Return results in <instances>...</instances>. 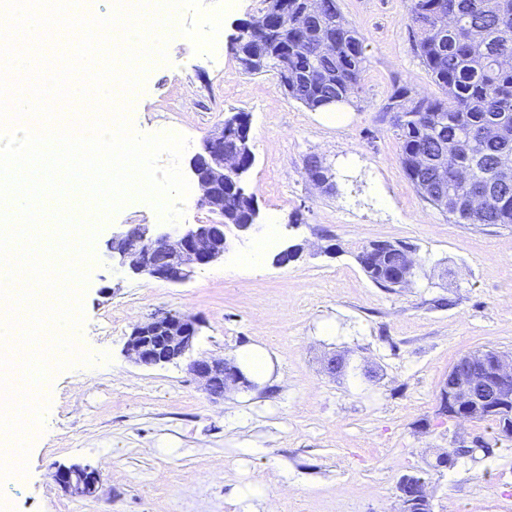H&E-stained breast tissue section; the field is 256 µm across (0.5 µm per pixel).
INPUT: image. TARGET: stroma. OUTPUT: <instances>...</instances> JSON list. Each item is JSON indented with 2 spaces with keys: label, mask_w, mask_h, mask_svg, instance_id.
I'll use <instances>...</instances> for the list:
<instances>
[{
  "label": "stroma",
  "mask_w": 512,
  "mask_h": 512,
  "mask_svg": "<svg viewBox=\"0 0 512 512\" xmlns=\"http://www.w3.org/2000/svg\"><path fill=\"white\" fill-rule=\"evenodd\" d=\"M262 0H202L221 11L213 52L191 40L152 60L143 85L115 99L134 130L178 133L190 158L230 112L250 116L254 164L245 188L259 221L276 228V249L300 246L285 266L238 264L252 242H231L223 260L168 283L125 274L106 252L126 224H155L146 202L105 220L82 296V348L92 365L53 373L49 407L28 472L0 484L8 512H245L240 489L264 487L258 512H399L397 483L425 478L432 512H512V440L493 422L451 418L439 393L462 355L512 354V224H457L406 177L398 139L382 111L394 83L434 97L409 27L410 0H338L365 38L361 92L343 125L287 96L274 73L245 74L232 51L240 23ZM335 174L337 190L311 182L308 157ZM373 241L416 249L410 287L371 282L356 260ZM159 310L200 322L192 354L236 355L262 347L272 370L256 388L211 398L186 361L144 368L125 345L135 323ZM342 369L326 367L331 355ZM489 443L493 455H484ZM465 446L443 470L432 453ZM99 470L95 498L65 492L57 466Z\"/></svg>",
  "instance_id": "stroma-1"
}]
</instances>
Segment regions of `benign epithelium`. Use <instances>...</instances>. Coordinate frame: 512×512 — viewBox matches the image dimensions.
I'll use <instances>...</instances> for the list:
<instances>
[{
	"label": "benign epithelium",
	"instance_id": "benign-epithelium-1",
	"mask_svg": "<svg viewBox=\"0 0 512 512\" xmlns=\"http://www.w3.org/2000/svg\"><path fill=\"white\" fill-rule=\"evenodd\" d=\"M288 6L286 0H267L257 18L239 27L252 34L264 30L270 15ZM249 144V119L233 113L204 140L201 151L189 162L193 179L200 190L199 203L212 218L202 224L169 228L163 224H135L112 234L111 257L126 273L167 282H183L194 269L224 257L232 235L257 231L258 208L247 194L241 177L252 165ZM236 192L249 200L250 210L243 224L224 220V193ZM406 250V268L392 274L396 286L410 285L415 269ZM197 336L195 321L188 315L160 311L136 325L128 336L125 353L136 364L161 366L181 360L190 353ZM193 376L211 394L252 388L230 358H198L190 363ZM441 411L457 417L494 414L502 418L499 437L512 439V356L500 352H472L461 356L448 371L440 390ZM53 479L70 494L93 498L100 478L97 471L76 465H60ZM399 512H432L430 494L424 479L404 475L398 484Z\"/></svg>",
	"mask_w": 512,
	"mask_h": 512
}]
</instances>
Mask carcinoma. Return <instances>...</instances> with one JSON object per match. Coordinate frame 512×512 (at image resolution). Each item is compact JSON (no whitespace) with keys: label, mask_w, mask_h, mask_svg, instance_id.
Masks as SVG:
<instances>
[{"label":"carcinoma","mask_w":512,"mask_h":512,"mask_svg":"<svg viewBox=\"0 0 512 512\" xmlns=\"http://www.w3.org/2000/svg\"><path fill=\"white\" fill-rule=\"evenodd\" d=\"M453 5L455 25L441 28V2ZM320 16L305 0H288V15L272 20L257 39L241 34L236 59L246 73L288 68V96L315 110L329 98L351 103L361 89L368 56L365 39L344 20L337 0H323ZM410 27L416 52L441 96L415 98L398 86L382 111L399 136L406 176L418 191L432 178L443 148L448 166V215L457 224H512V185H501L500 165L512 158V0H411ZM335 45L330 59L315 55L313 44ZM477 189L482 206L466 207ZM228 216L246 214V201L224 195ZM357 258L375 284L390 287V273L405 262L402 251Z\"/></svg>","instance_id":"cac0c4a2"}]
</instances>
